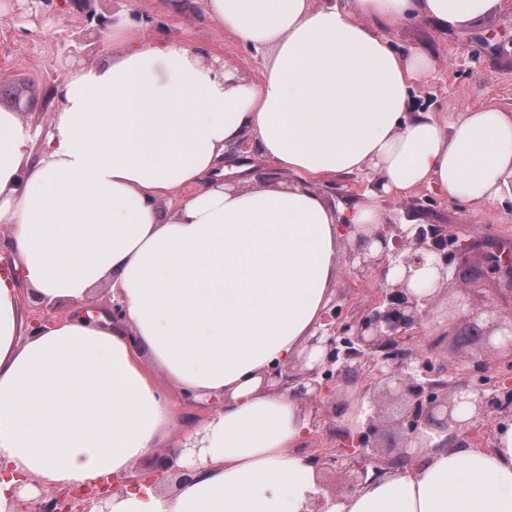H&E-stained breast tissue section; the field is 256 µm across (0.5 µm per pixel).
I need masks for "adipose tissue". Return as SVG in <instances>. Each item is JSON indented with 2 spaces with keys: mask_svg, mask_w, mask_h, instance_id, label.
Here are the masks:
<instances>
[{
  "mask_svg": "<svg viewBox=\"0 0 512 512\" xmlns=\"http://www.w3.org/2000/svg\"><path fill=\"white\" fill-rule=\"evenodd\" d=\"M499 3L204 0L263 54L259 80L129 22L112 29L120 52L60 79L48 131L0 105V512H18L22 476L65 488L126 474L140 481L111 512H512V423L490 448L426 432L414 462L337 498L302 451L303 399L262 387L315 336L342 227L373 235L379 194L512 195V110L485 104L448 126L411 111L434 63L378 31L409 16L461 28ZM244 137L293 184H224V151ZM348 174L378 187L355 203L314 188ZM101 288L123 314L85 321ZM25 300L73 314L34 329ZM162 377L222 409L194 424ZM177 426L199 448L181 451L191 475L169 488L145 461Z\"/></svg>",
  "mask_w": 512,
  "mask_h": 512,
  "instance_id": "obj_1",
  "label": "adipose tissue"
}]
</instances>
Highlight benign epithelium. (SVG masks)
<instances>
[{"mask_svg":"<svg viewBox=\"0 0 512 512\" xmlns=\"http://www.w3.org/2000/svg\"><path fill=\"white\" fill-rule=\"evenodd\" d=\"M380 250H370L372 241ZM464 250L467 244L448 234L446 224H385L372 237H364L345 261L354 275L370 281L375 272L393 267L403 269L400 280L389 284L381 280L377 297L363 309L349 313L334 304L327 307L316 336L308 349L318 347L322 354L313 367L296 371L275 365L265 377L266 386L278 390L297 384L295 392L306 399L309 427L306 436H328L329 447L317 448L310 462L323 472L341 470L351 475L352 484L365 483L368 472L378 475L386 469L411 462L408 445L420 443L427 430H439L453 441L471 442L479 438L488 447L496 429L512 422V311L509 322L493 321L485 326L482 313L496 312L493 307L468 314L466 326L459 327L458 303L448 302L446 319L439 326L432 343L423 348L425 325L435 316V294H418L411 289L413 272L425 266L439 275L437 290L468 288V281L448 278V247ZM476 331L477 352L460 364L438 353L448 344V337ZM475 376L473 384L459 380L460 375ZM359 385L358 399L367 400L369 414L356 431L341 428L329 420L317 405L322 395L336 393V384ZM475 406V414L465 420L454 416L461 395ZM399 400L393 415L382 414L381 399ZM391 432L401 440L394 455L383 453V434ZM114 482L102 490L78 492L81 501L77 512H90L93 502H101L119 491ZM73 491L56 495L36 512H72L69 496Z\"/></svg>","mask_w":512,"mask_h":512,"instance_id":"obj_1","label":"benign epithelium"}]
</instances>
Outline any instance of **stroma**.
<instances>
[{"label":"stroma","instance_id":"obj_1","mask_svg":"<svg viewBox=\"0 0 512 512\" xmlns=\"http://www.w3.org/2000/svg\"><path fill=\"white\" fill-rule=\"evenodd\" d=\"M117 0H52L34 10L20 9L18 0H0V104L34 101L25 117L47 127L60 76L78 67L110 59L118 52L110 29L100 21L110 16ZM130 16L149 35L164 33L206 46L213 59L225 60L249 78L260 79L261 54L233 34L206 21L202 6L186 14L166 12L161 0H127ZM399 53L419 47L435 63L432 77L416 83L411 106L446 122L460 112L483 104L512 109V0L480 23L443 31L411 16L382 29ZM377 206L382 223L444 224L468 243L466 251L450 255L451 275L467 276L469 289L461 300L468 309L494 305L512 310V284L488 268L500 251L512 249V198L472 204L451 200L420 188L400 197L384 194Z\"/></svg>","mask_w":512,"mask_h":512}]
</instances>
